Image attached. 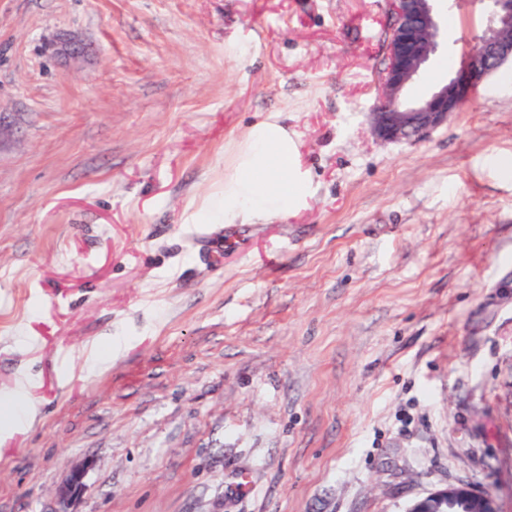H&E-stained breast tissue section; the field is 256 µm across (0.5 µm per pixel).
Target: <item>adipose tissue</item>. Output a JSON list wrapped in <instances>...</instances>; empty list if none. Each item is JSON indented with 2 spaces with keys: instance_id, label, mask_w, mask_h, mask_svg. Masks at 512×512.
Instances as JSON below:
<instances>
[{
  "instance_id": "obj_1",
  "label": "adipose tissue",
  "mask_w": 512,
  "mask_h": 512,
  "mask_svg": "<svg viewBox=\"0 0 512 512\" xmlns=\"http://www.w3.org/2000/svg\"><path fill=\"white\" fill-rule=\"evenodd\" d=\"M311 186L296 139L273 112L252 125L238 143L212 218L227 224L285 218L307 205Z\"/></svg>"
}]
</instances>
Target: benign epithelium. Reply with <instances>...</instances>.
Instances as JSON below:
<instances>
[{"label":"benign epithelium","mask_w":512,"mask_h":512,"mask_svg":"<svg viewBox=\"0 0 512 512\" xmlns=\"http://www.w3.org/2000/svg\"><path fill=\"white\" fill-rule=\"evenodd\" d=\"M438 0H392L394 25L383 72V99L372 113V133L382 142L417 141L459 111L469 93L502 66L512 63V0H481L487 22L479 40L476 60H467L448 81L427 97L411 101L410 84L436 55L440 33ZM92 463L85 461L69 470L55 493V512H76L74 506L84 489ZM498 512L494 496L469 484L452 485L414 500L408 512Z\"/></svg>","instance_id":"benign-epithelium-1"}]
</instances>
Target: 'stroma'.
Listing matches in <instances>:
<instances>
[{"instance_id":"1","label":"stroma","mask_w":512,"mask_h":512,"mask_svg":"<svg viewBox=\"0 0 512 512\" xmlns=\"http://www.w3.org/2000/svg\"><path fill=\"white\" fill-rule=\"evenodd\" d=\"M441 14L409 99L486 24ZM392 25L390 0H0V512H52L84 459L78 512H404L458 483L512 512V70L378 142ZM272 112L307 207L199 223Z\"/></svg>"}]
</instances>
